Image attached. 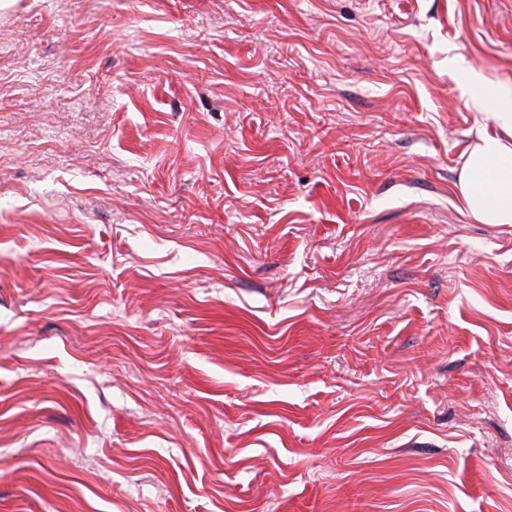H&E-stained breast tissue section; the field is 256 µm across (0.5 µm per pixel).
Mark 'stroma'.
<instances>
[{
	"label": "stroma",
	"mask_w": 512,
	"mask_h": 512,
	"mask_svg": "<svg viewBox=\"0 0 512 512\" xmlns=\"http://www.w3.org/2000/svg\"><path fill=\"white\" fill-rule=\"evenodd\" d=\"M480 84L512 0L1 10L0 512H512Z\"/></svg>",
	"instance_id": "1"
}]
</instances>
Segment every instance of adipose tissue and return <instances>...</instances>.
I'll list each match as a JSON object with an SVG mask.
<instances>
[{
    "mask_svg": "<svg viewBox=\"0 0 512 512\" xmlns=\"http://www.w3.org/2000/svg\"><path fill=\"white\" fill-rule=\"evenodd\" d=\"M477 98L492 103L495 130L478 133L466 146L455 192L473 221L512 224V88Z\"/></svg>",
    "mask_w": 512,
    "mask_h": 512,
    "instance_id": "1",
    "label": "adipose tissue"
}]
</instances>
